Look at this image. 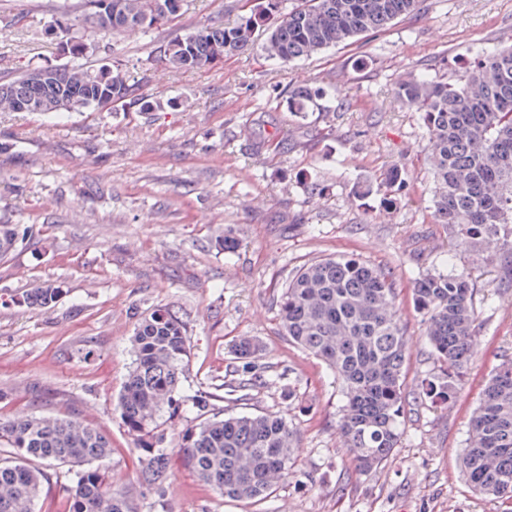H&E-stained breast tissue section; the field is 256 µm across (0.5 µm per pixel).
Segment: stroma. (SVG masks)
Instances as JSON below:
<instances>
[{"label": "stroma", "instance_id": "stroma-1", "mask_svg": "<svg viewBox=\"0 0 512 512\" xmlns=\"http://www.w3.org/2000/svg\"><path fill=\"white\" fill-rule=\"evenodd\" d=\"M66 0H0V81L27 66L65 63L45 25ZM242 0H184L170 25L125 29L109 53L163 109L0 112V214L33 235L0 257V416L78 415L103 428L101 462L136 512H512L466 481L460 456L486 381L512 358V288L498 285L501 256L453 251L433 216L418 112L393 87L406 72L461 78L477 49L512 44V0H424L388 29L284 65L262 49L202 69L173 71L161 44L215 18L237 20ZM336 88L332 112L287 110L289 91ZM405 188L395 209L369 191L392 168ZM239 238L231 253L215 240ZM357 254L390 266L408 326L406 389L437 370L410 286L429 271L470 267L477 277L476 355L448 410L410 399L395 455L358 471L336 424L344 398L325 363L279 331L276 298L303 264ZM55 284L51 308L25 304ZM158 306L186 325L190 367L178 392L216 396L228 414H286L295 431L291 476L267 498L234 501L202 483L179 451L197 412L183 405L165 430L162 489L139 486L145 453L120 419L133 360L130 338ZM252 336L269 388L224 400L235 339Z\"/></svg>", "mask_w": 512, "mask_h": 512}]
</instances>
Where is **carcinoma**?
Returning <instances> with one entry per match:
<instances>
[{
	"mask_svg": "<svg viewBox=\"0 0 512 512\" xmlns=\"http://www.w3.org/2000/svg\"><path fill=\"white\" fill-rule=\"evenodd\" d=\"M166 0H83L81 24L104 35L140 27L149 30L180 16L183 0L164 14ZM421 0H303L283 11L281 0H261L254 13L238 21L214 20L176 35L160 47L168 68L194 70L253 49L264 32L265 54L282 63L311 57L359 36L386 30L397 19L420 10ZM50 29L73 62L35 66L0 83V111H98L120 105L129 112L161 109L139 92L117 61L95 68L76 60L91 46L73 35L67 11L52 17ZM395 96L421 113L422 137L432 170L433 209L457 248L503 242L509 263L501 286L512 288V46L479 51L459 81L409 74ZM336 92L301 86L289 92L288 111L298 118L329 111L325 100ZM404 179L391 170L377 184L387 208L397 203ZM31 229L0 220V256L15 250ZM63 289H34L24 302L54 306ZM472 272H427L412 285L414 307L438 372L423 378L418 391L435 409H446L474 357L477 308ZM283 335L322 360L336 375L345 398L337 431L361 472L386 463L399 446L406 415L404 365L408 333L402 320L394 273L354 256H329L301 267L278 299ZM133 362L119 398L120 418L147 453L140 482L163 488L168 458L159 450L161 426L174 423L183 404L181 377L189 370L187 330L174 311L155 308L137 323L131 338ZM263 350L251 336L231 346L228 368L241 376L224 383V399L243 401L266 387L255 368ZM191 403L206 419L181 431L179 450L197 477L233 500L270 496L292 472L294 430L279 412L209 415L213 394L202 391ZM112 448L101 428L77 417L27 416L0 419V512H35L45 467L54 462L80 468L67 489L68 512H135L133 495L112 492L96 462ZM461 469L472 488L485 496L512 497V360L503 362L485 387L473 416Z\"/></svg>",
	"mask_w": 512,
	"mask_h": 512,
	"instance_id": "cac0c4a2",
	"label": "carcinoma"
}]
</instances>
